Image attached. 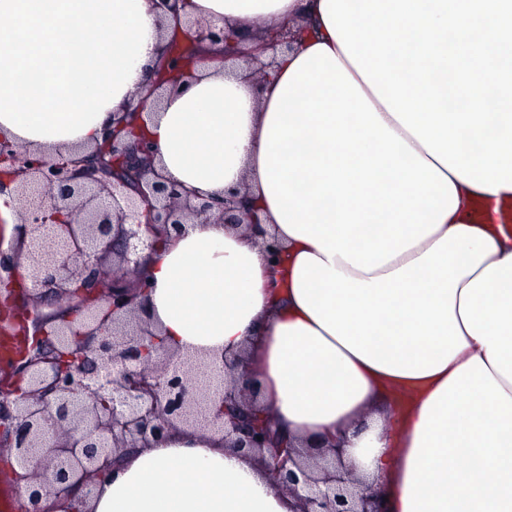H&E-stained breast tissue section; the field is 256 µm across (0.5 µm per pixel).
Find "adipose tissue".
Here are the masks:
<instances>
[{
    "mask_svg": "<svg viewBox=\"0 0 512 512\" xmlns=\"http://www.w3.org/2000/svg\"><path fill=\"white\" fill-rule=\"evenodd\" d=\"M203 18L277 66H195L146 102L165 175L241 192L281 243L189 223L144 252L168 347L244 352L257 405L341 441L388 512H512V0H0V136L91 148ZM291 26L293 51L255 27ZM408 399L394 429L369 410ZM84 512H291L255 461L176 431L128 450Z\"/></svg>",
    "mask_w": 512,
    "mask_h": 512,
    "instance_id": "adipose-tissue-1",
    "label": "adipose tissue"
}]
</instances>
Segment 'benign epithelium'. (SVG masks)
Segmentation results:
<instances>
[{"label": "benign epithelium", "mask_w": 512, "mask_h": 512, "mask_svg": "<svg viewBox=\"0 0 512 512\" xmlns=\"http://www.w3.org/2000/svg\"><path fill=\"white\" fill-rule=\"evenodd\" d=\"M189 27L193 43H222L229 58L232 33L198 18ZM268 37L287 50L295 41L290 29ZM185 63L166 46V72ZM130 135L121 121L103 130L106 166L92 154L48 160L0 137V161L11 167L10 176H0V195L16 201V244L0 249V323L31 325L19 348L56 344L94 363L63 374L50 356L6 361L12 372L11 386L0 384V447L17 464L10 472L23 490L17 512H54L76 489L90 498L114 456L178 429L219 435L225 447L257 460L270 485L295 501V512H385L378 488L345 464L341 443L327 442L313 462L257 420L255 379L243 354L223 355L214 370L203 357L165 345L147 319L138 299L146 285L129 276L138 275L140 253L158 234L211 222L261 238L266 231L245 196L214 202L171 181L155 168L151 145ZM27 241L41 249V262L25 277ZM111 253L117 261L108 268Z\"/></svg>", "instance_id": "7a95c632"}]
</instances>
